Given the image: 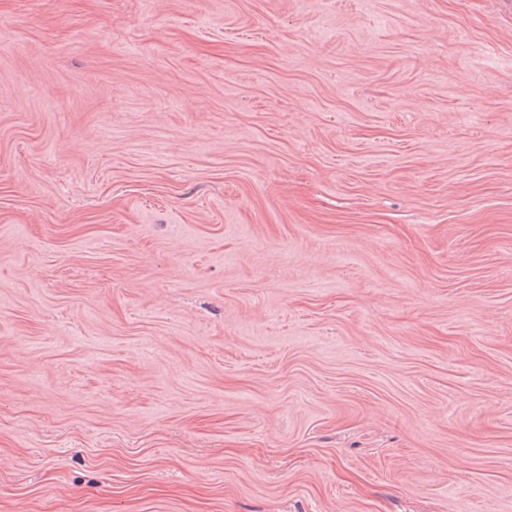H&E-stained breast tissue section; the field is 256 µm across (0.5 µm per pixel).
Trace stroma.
Masks as SVG:
<instances>
[{
	"mask_svg": "<svg viewBox=\"0 0 512 512\" xmlns=\"http://www.w3.org/2000/svg\"><path fill=\"white\" fill-rule=\"evenodd\" d=\"M0 512H512V0H0Z\"/></svg>",
	"mask_w": 512,
	"mask_h": 512,
	"instance_id": "stroma-1",
	"label": "stroma"
}]
</instances>
